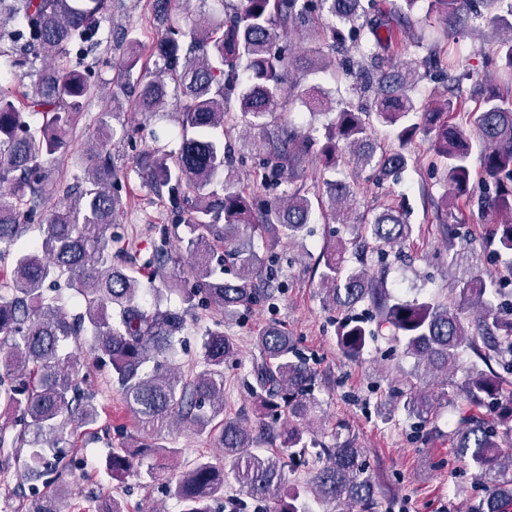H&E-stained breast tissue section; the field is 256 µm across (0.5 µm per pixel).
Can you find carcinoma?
Returning <instances> with one entry per match:
<instances>
[{"mask_svg":"<svg viewBox=\"0 0 512 512\" xmlns=\"http://www.w3.org/2000/svg\"><path fill=\"white\" fill-rule=\"evenodd\" d=\"M366 1L372 2L226 0L222 21L196 20L187 29V7L154 0L165 28L147 56L137 27L122 31L126 55L106 60L116 73L112 100L134 94L142 113L163 112L172 104L180 117L179 147L148 151L142 164L148 184L168 190L171 222L185 227L179 242L185 244L189 269L178 279L164 276L170 260L166 244L142 263H127L122 237L109 233L122 207L113 187L125 177L112 163L111 142L129 136L127 127L111 125L117 112L105 109L86 127L94 152L79 183L55 176L59 158L102 90L73 53L97 49L111 0H0V18L16 22L6 31L10 66L21 67L31 57L44 63L21 96L0 87V404L13 412L0 424V475L25 448L31 481L70 467L67 445L74 431L100 418L94 394L81 384L90 366L101 363L111 367V385L145 434L110 448L105 470L112 479L132 472L141 452L156 460L148 468L153 478L162 462L181 455L182 449L159 442L161 431L175 421L213 438L231 463L226 467L199 455L175 474L169 491L180 512H218L216 504L225 512H250L254 500L273 501L274 512H307L301 499L308 495L371 512L382 487L365 469L363 450L353 439L322 449L327 463L307 485L286 482L285 467L305 463L307 448L315 444L321 402L313 392L315 372L282 327L270 324L256 336L261 364L251 384L262 413L276 420L287 416L279 430L267 433L277 444L271 455L257 448L241 421L224 414V365L237 352L224 334V320H213L202 335L199 371L185 376L171 362L187 316L198 310L233 316L259 298L256 283L268 273L272 256L255 249L254 237L265 239L269 251L283 238H304L313 201L298 179L310 154H317L326 171L351 168L352 180L324 182L329 218L338 224L348 223L353 180L363 171L369 168L383 181L407 167L406 154L377 152L370 138L375 121L395 127L403 146L420 132L428 135L430 164L448 185L449 207L462 199L494 213L497 222L489 235L512 269V94L489 90L475 111L454 123L448 122L455 110L448 98L429 109L418 106L412 97L417 68L411 61L385 63L392 20L369 17ZM421 8L444 17L454 35L476 23L506 32L490 64L512 75V0H399L397 17ZM326 15L331 50L339 46L357 54L341 76L356 86L375 87L376 96L366 107L342 103L319 142L298 127L270 129L262 119L288 93L311 110L327 100L319 85L303 78L335 61L319 54L306 64L278 45L289 29L318 26ZM238 112L258 131L238 149L260 156L247 184L238 174L243 157L224 141ZM475 137L484 148L478 181L470 163ZM274 185L283 190L271 199L267 192ZM50 195L61 202L43 219L39 209ZM446 232L441 261L461 270L450 302L403 301L366 268L347 265L350 244L357 252L368 245L383 251L409 239L411 225L387 208L358 225L350 242L340 240L320 253L316 269L323 303L340 311L371 304L377 327L389 329L423 367L405 380L407 391L390 401V413L401 407L429 421L438 398L413 379L432 375L446 386L460 355L470 354L471 365L456 386L460 405L453 448L482 480L484 494L475 512H512V393L504 395L512 376V311L503 305L492 310L491 302L503 296L502 281L469 267L464 252L455 249V228ZM218 266L226 278L216 276ZM146 279L160 281L156 295H177L181 309H147ZM369 336L362 323L346 320L337 340L356 360ZM482 408L486 413L477 414ZM231 480L239 490L226 496ZM33 498L37 506L31 512H64L61 488Z\"/></svg>","mask_w":512,"mask_h":512,"instance_id":"cac0c4a2","label":"carcinoma"}]
</instances>
